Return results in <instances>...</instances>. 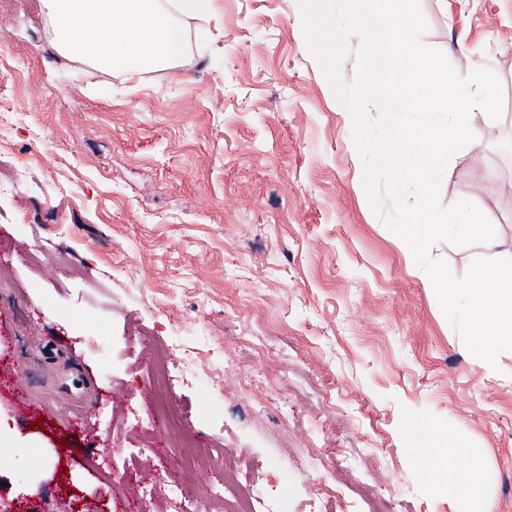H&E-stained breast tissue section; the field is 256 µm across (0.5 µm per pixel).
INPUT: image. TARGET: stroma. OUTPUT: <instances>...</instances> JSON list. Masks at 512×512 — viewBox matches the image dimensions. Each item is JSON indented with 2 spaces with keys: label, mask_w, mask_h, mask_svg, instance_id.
Returning a JSON list of instances; mask_svg holds the SVG:
<instances>
[{
  "label": "stroma",
  "mask_w": 512,
  "mask_h": 512,
  "mask_svg": "<svg viewBox=\"0 0 512 512\" xmlns=\"http://www.w3.org/2000/svg\"><path fill=\"white\" fill-rule=\"evenodd\" d=\"M424 43L490 69L498 120L449 161L493 248L435 244L455 277L512 258V0H421ZM168 68L105 71L60 53L41 0L0 10V499L14 512H170L171 485L250 495L252 512H464L416 451L479 453L512 512V351L489 365L360 190L348 112L305 48L298 0H215L181 20ZM171 405L229 474L153 470L141 423L156 364ZM150 497L132 498L134 482Z\"/></svg>",
  "instance_id": "35a3bbf8"
}]
</instances>
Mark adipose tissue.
Masks as SVG:
<instances>
[{"label":"adipose tissue","mask_w":512,"mask_h":512,"mask_svg":"<svg viewBox=\"0 0 512 512\" xmlns=\"http://www.w3.org/2000/svg\"><path fill=\"white\" fill-rule=\"evenodd\" d=\"M215 0H42L64 51L105 70L138 73L177 60L183 50L182 16L210 13ZM457 446L422 451L429 476L446 484L469 512H495L478 457L458 463Z\"/></svg>","instance_id":"obj_1"}]
</instances>
